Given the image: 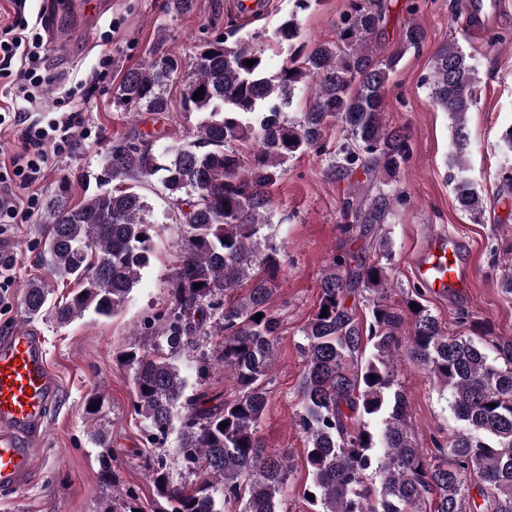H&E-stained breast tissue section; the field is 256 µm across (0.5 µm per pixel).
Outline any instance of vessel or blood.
<instances>
[{"instance_id": "b4317fda", "label": "vessel or blood", "mask_w": 512, "mask_h": 512, "mask_svg": "<svg viewBox=\"0 0 512 512\" xmlns=\"http://www.w3.org/2000/svg\"><path fill=\"white\" fill-rule=\"evenodd\" d=\"M86 0H42L40 23L57 51H65L72 32V11L84 14ZM472 21L499 16L500 0H469ZM462 242L445 234L429 236L413 261L414 275L434 295L463 291L469 278L462 267ZM59 382L47 359L44 339L34 328L15 326L0 337V490L21 488L34 468L37 445L43 437L49 410L59 394Z\"/></svg>"}]
</instances>
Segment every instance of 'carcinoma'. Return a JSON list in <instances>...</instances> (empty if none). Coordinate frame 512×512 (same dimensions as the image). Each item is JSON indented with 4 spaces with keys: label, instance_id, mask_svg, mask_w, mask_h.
Returning a JSON list of instances; mask_svg holds the SVG:
<instances>
[{
    "label": "carcinoma",
    "instance_id": "carcinoma-1",
    "mask_svg": "<svg viewBox=\"0 0 512 512\" xmlns=\"http://www.w3.org/2000/svg\"><path fill=\"white\" fill-rule=\"evenodd\" d=\"M382 13L354 4L340 22L335 43L304 50L295 17L277 29L290 65L267 72L262 53L235 41L228 31L197 46L185 77L181 107L202 119L197 138L159 148L136 128L112 142L105 159V188L72 204L61 196L47 206L49 234L42 264L60 282L77 285L55 307L66 325L88 311L111 316L129 300L152 250L135 192L107 188L114 180L145 181L157 174L182 212L186 249L172 282L171 309L164 325L147 324L156 350L121 353L132 377V409L149 437L163 439L178 428L175 452L197 476L187 487L174 480L163 458L146 462V476L166 503L159 512H283L290 472L288 458L263 452L259 424L272 382L279 321L272 313L280 248H260L270 223V187L296 155L338 126L330 173L356 168L370 172L377 192L353 196L342 212V230L367 233L388 223L395 199L394 177L407 141L384 120L385 87L402 58L375 59L371 36ZM425 29L410 22L403 49L418 48ZM256 60L249 66L246 60ZM432 102L453 124L457 198L467 211L481 201L465 174L470 142L466 114L476 103L475 69L453 41L433 53ZM180 63L155 52L128 70L115 96L127 112H166L167 85ZM202 98L193 99L198 89ZM303 89L308 105L300 119L285 109ZM376 259L351 262L338 254L320 278L316 311L301 330V412L305 461L312 476L304 495L316 512H512V343L449 336L422 304L403 315L379 298L368 300L370 321L362 325L349 295L376 292L388 282V240H376ZM53 289L32 282L23 291L29 316L42 312ZM328 316H322V310ZM262 313L261 320L254 315ZM202 336H219L210 348ZM198 351V377L221 368L239 395L216 404L206 393L186 394L188 380L176 357ZM425 366L447 393L448 407L462 428L436 444L434 460L418 447L407 424V401L397 380V357ZM496 407L491 408L489 404ZM226 422L228 426L221 427ZM102 483L113 485L112 453L95 430ZM483 503H476L472 490Z\"/></svg>",
    "mask_w": 512,
    "mask_h": 512
}]
</instances>
